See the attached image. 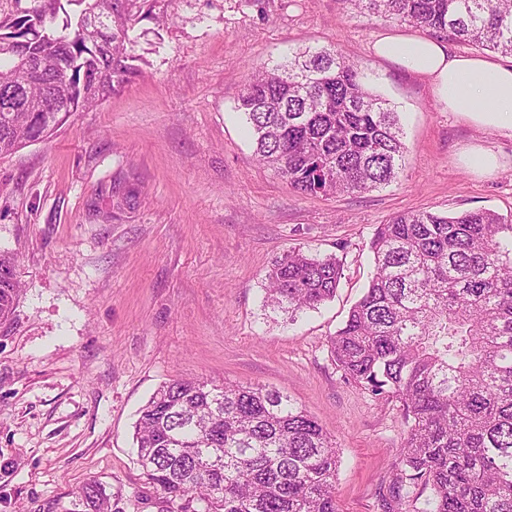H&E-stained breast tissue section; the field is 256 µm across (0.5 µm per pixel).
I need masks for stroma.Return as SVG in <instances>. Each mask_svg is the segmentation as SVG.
<instances>
[{"label":"stroma","mask_w":512,"mask_h":512,"mask_svg":"<svg viewBox=\"0 0 512 512\" xmlns=\"http://www.w3.org/2000/svg\"><path fill=\"white\" fill-rule=\"evenodd\" d=\"M130 36L141 74L0 157V252L20 290L0 319V512H71L90 481L158 512L135 462L137 413L164 382L287 392L339 448L338 512H382L407 436L402 402L344 379L329 340L363 295L370 240L400 212L512 214V138L448 111L376 56L408 26L345 0H150ZM358 65L398 112L404 171L365 193L305 195L258 161L238 98L298 47ZM499 166L474 170V152ZM137 187L117 208L112 186ZM333 255L335 297L289 321L264 303L273 260Z\"/></svg>","instance_id":"obj_1"}]
</instances>
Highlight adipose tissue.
I'll return each mask as SVG.
<instances>
[{
    "mask_svg": "<svg viewBox=\"0 0 512 512\" xmlns=\"http://www.w3.org/2000/svg\"><path fill=\"white\" fill-rule=\"evenodd\" d=\"M374 53L426 78L449 111L483 130L512 136V62L453 51L424 37L384 35Z\"/></svg>",
    "mask_w": 512,
    "mask_h": 512,
    "instance_id": "1",
    "label": "adipose tissue"
}]
</instances>
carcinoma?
<instances>
[{
	"label": "carcinoma",
	"instance_id": "cac0c4a2",
	"mask_svg": "<svg viewBox=\"0 0 512 512\" xmlns=\"http://www.w3.org/2000/svg\"><path fill=\"white\" fill-rule=\"evenodd\" d=\"M147 0H34L0 21V156L51 135L138 72L131 17ZM382 22L512 56V0H344ZM257 159L297 191L376 190L407 151L397 113L336 50L307 46L243 85ZM374 274L330 353L344 376L404 406L394 489H431L426 512H512V215L397 213L370 242ZM336 257L294 248L266 274L290 314L332 299ZM18 291L0 254V318ZM159 512H338L336 441L288 394L175 379L134 426ZM82 512H125L96 482Z\"/></svg>",
	"mask_w": 512,
	"mask_h": 512
}]
</instances>
